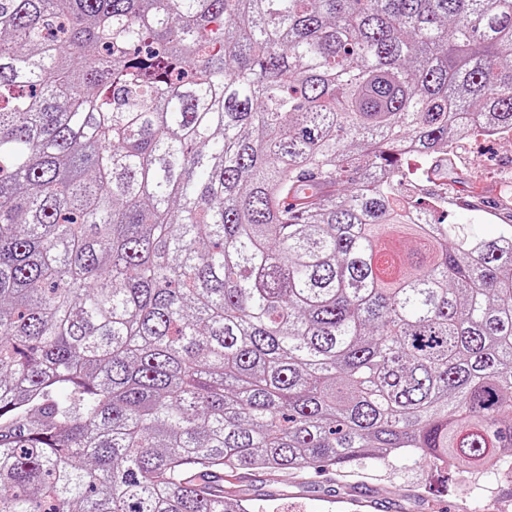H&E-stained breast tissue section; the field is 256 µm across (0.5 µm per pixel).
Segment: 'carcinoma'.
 I'll return each instance as SVG.
<instances>
[{
	"mask_svg": "<svg viewBox=\"0 0 512 512\" xmlns=\"http://www.w3.org/2000/svg\"><path fill=\"white\" fill-rule=\"evenodd\" d=\"M477 122L512 0H0V512L512 468V229L399 164Z\"/></svg>",
	"mask_w": 512,
	"mask_h": 512,
	"instance_id": "cac0c4a2",
	"label": "carcinoma"
}]
</instances>
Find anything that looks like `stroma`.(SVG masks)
<instances>
[{"label":"stroma","instance_id":"obj_1","mask_svg":"<svg viewBox=\"0 0 512 512\" xmlns=\"http://www.w3.org/2000/svg\"><path fill=\"white\" fill-rule=\"evenodd\" d=\"M504 182H512V138L463 150L423 191L447 195L448 209L438 215L442 223L467 224L474 233L491 235L512 224V202L498 191ZM234 487L253 512H342L353 501L364 503V512H512V478L486 473L468 490L453 469L423 470L410 460L391 465L367 458L303 479L255 470Z\"/></svg>","mask_w":512,"mask_h":512}]
</instances>
